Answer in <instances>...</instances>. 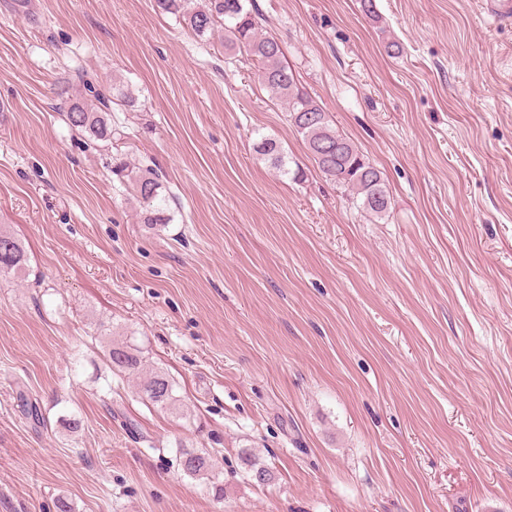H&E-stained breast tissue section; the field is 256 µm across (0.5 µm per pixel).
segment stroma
<instances>
[{"label":"stroma","instance_id":"obj_1","mask_svg":"<svg viewBox=\"0 0 512 512\" xmlns=\"http://www.w3.org/2000/svg\"><path fill=\"white\" fill-rule=\"evenodd\" d=\"M255 3L382 172L384 220L221 35L156 0H0V232L26 258L0 275V512H512V24L484 0ZM81 73L133 100L110 142L65 122ZM118 159L158 171L170 224H141ZM113 339L179 410L112 373ZM256 153L272 168L286 173L284 156L276 142L270 138H261L255 145ZM178 448H183L179 451V461L184 474L192 479H207L213 484L216 500H221L224 497V486L219 482L213 457L207 452L184 449V446ZM240 462L247 475L257 483L265 484L272 479V472L260 462L253 449L244 448L240 454Z\"/></svg>","mask_w":512,"mask_h":512}]
</instances>
